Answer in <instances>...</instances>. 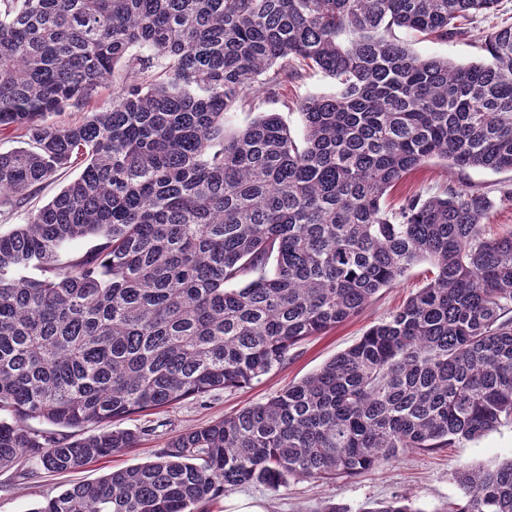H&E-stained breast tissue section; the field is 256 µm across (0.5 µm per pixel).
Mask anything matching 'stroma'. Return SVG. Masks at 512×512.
Here are the masks:
<instances>
[{"mask_svg":"<svg viewBox=\"0 0 512 512\" xmlns=\"http://www.w3.org/2000/svg\"><path fill=\"white\" fill-rule=\"evenodd\" d=\"M511 24L512 0H500L494 13L467 23L465 35L441 40L403 31L399 38L418 56L445 58L466 65L480 59L479 45L487 32ZM335 90L334 80L319 71L305 69L295 82L289 84L287 100L271 99L261 104L260 109L281 113L291 133L299 137L304 132L299 100L311 94H331ZM75 175V170H61L32 199L1 211L0 234H7L16 225L24 223L29 210L51 200ZM454 178V173L444 163L434 160L407 175L391 191L388 200L396 206L408 193L424 197L435 195ZM433 273L434 267L429 261L416 263L394 285L380 289L362 313L323 335L304 341L290 352L282 367L252 385L215 390L201 399L191 397L121 421V428L138 435L137 447L71 472H48L29 457L20 458L14 467L0 469V512H34L46 498L74 485L97 480L117 469L153 461L157 452L183 430L265 402L356 343L372 325L426 285ZM510 458L512 424H504L478 439L461 442L452 448L429 453L406 452L397 460L333 485L308 479H292L276 489L262 484L247 485L225 493L213 501L210 509L211 512H317L324 501L334 499L346 503L352 512H358L359 508L407 493L425 512H434L436 507L458 496L459 488L454 480L457 469L492 467Z\"/></svg>","mask_w":512,"mask_h":512,"instance_id":"1","label":"stroma"}]
</instances>
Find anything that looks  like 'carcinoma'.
<instances>
[{
    "mask_svg": "<svg viewBox=\"0 0 512 512\" xmlns=\"http://www.w3.org/2000/svg\"><path fill=\"white\" fill-rule=\"evenodd\" d=\"M499 0H0V207L80 173L0 235V468L79 470L136 444L111 425L248 386L416 262L424 287L316 373L172 438L155 460L34 512H195L224 492L368 472L512 422V203L467 185L387 205L433 158L512 171V25L467 66L448 39ZM303 67L336 83L278 112ZM112 80V107L65 117ZM90 242L82 254L68 246ZM43 419L47 434L25 425ZM97 426L75 437L72 429ZM434 512H512V458L455 473ZM361 512H423L398 494ZM484 224L489 237L512 227V206H497L486 215Z\"/></svg>",
    "mask_w": 512,
    "mask_h": 512,
    "instance_id": "1",
    "label": "carcinoma"
}]
</instances>
